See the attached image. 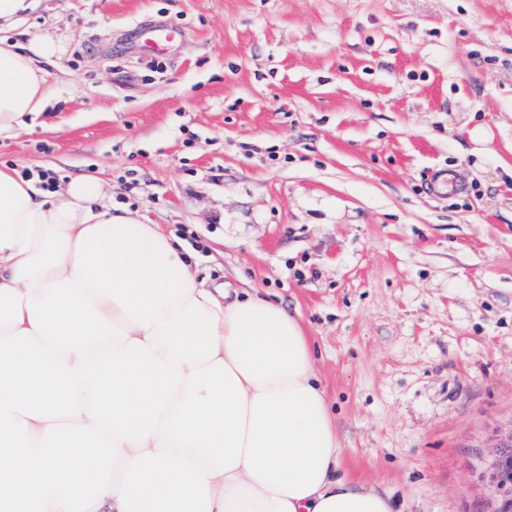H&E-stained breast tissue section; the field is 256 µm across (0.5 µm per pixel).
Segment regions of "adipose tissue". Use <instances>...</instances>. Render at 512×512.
I'll list each match as a JSON object with an SVG mask.
<instances>
[{"label": "adipose tissue", "mask_w": 512, "mask_h": 512, "mask_svg": "<svg viewBox=\"0 0 512 512\" xmlns=\"http://www.w3.org/2000/svg\"><path fill=\"white\" fill-rule=\"evenodd\" d=\"M0 0V137L54 94L66 48ZM300 320L198 282L178 239L0 166V512H391L341 476Z\"/></svg>", "instance_id": "1"}]
</instances>
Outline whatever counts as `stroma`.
<instances>
[{
    "label": "stroma",
    "mask_w": 512,
    "mask_h": 512,
    "mask_svg": "<svg viewBox=\"0 0 512 512\" xmlns=\"http://www.w3.org/2000/svg\"><path fill=\"white\" fill-rule=\"evenodd\" d=\"M172 24L165 54L137 23ZM68 52L0 164L104 180L200 279L296 314L341 470L493 512L512 423V0H42ZM456 189L431 190L432 175ZM485 473L503 484H512V423L502 431L494 444Z\"/></svg>",
    "instance_id": "obj_1"
}]
</instances>
